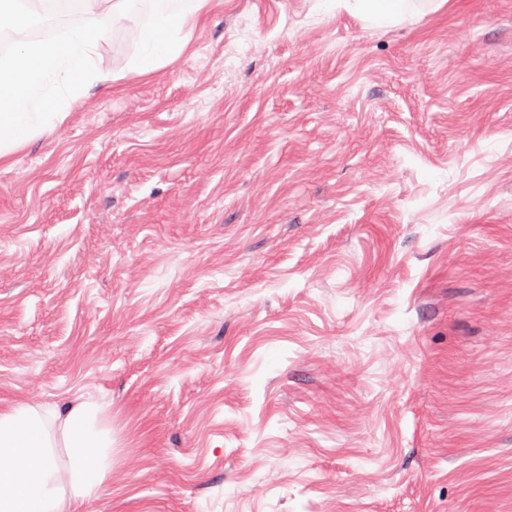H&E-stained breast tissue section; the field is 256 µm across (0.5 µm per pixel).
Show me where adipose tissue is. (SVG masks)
Instances as JSON below:
<instances>
[{"label":"adipose tissue","mask_w":512,"mask_h":512,"mask_svg":"<svg viewBox=\"0 0 512 512\" xmlns=\"http://www.w3.org/2000/svg\"><path fill=\"white\" fill-rule=\"evenodd\" d=\"M90 19L42 43L23 39L30 14L18 0H0V28L19 38L0 59V158L31 138L61 126L91 87H117L125 76H144L185 49L188 33L212 0H72ZM334 7L377 26L404 20L446 0H331ZM123 18L135 20L140 50L126 72L100 62L99 40ZM107 404L85 401L65 416L28 404L0 410V512H72L97 498L112 469V432L101 428ZM68 464L60 466L58 448Z\"/></svg>","instance_id":"1"}]
</instances>
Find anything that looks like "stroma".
<instances>
[{"mask_svg": "<svg viewBox=\"0 0 512 512\" xmlns=\"http://www.w3.org/2000/svg\"><path fill=\"white\" fill-rule=\"evenodd\" d=\"M86 400L73 512H512V0H213L1 160L0 408ZM331 1L336 9L369 21L376 26L390 25L404 20L426 6L429 11L439 9L447 0H325Z\"/></svg>", "mask_w": 512, "mask_h": 512, "instance_id": "obj_1", "label": "stroma"}]
</instances>
